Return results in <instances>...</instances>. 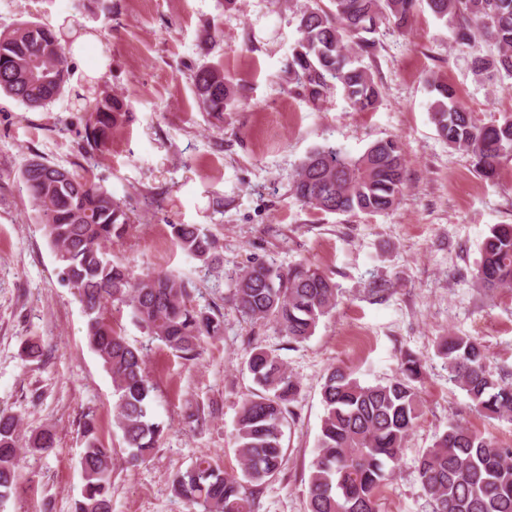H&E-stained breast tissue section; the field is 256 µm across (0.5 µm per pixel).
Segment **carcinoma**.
Returning a JSON list of instances; mask_svg holds the SVG:
<instances>
[{
  "label": "carcinoma",
  "mask_w": 512,
  "mask_h": 512,
  "mask_svg": "<svg viewBox=\"0 0 512 512\" xmlns=\"http://www.w3.org/2000/svg\"><path fill=\"white\" fill-rule=\"evenodd\" d=\"M418 0H328L302 11L297 40L285 64L288 89L316 106L331 89L341 88L356 112L376 109L378 83L363 60L376 50L380 25L392 20L401 29L414 19ZM438 20L456 24L455 43L472 48L478 38L491 43V55L475 54L478 75L512 77V0H423ZM71 67L54 31L39 22L0 32V92L30 110L45 109L63 93ZM200 107L218 123L224 113L244 105L238 90L216 66L193 70ZM430 112L448 146L471 155L476 170L495 176L501 160L512 156V113L480 126L448 83L429 81ZM79 153L106 147L112 130L129 118L121 96L106 93L87 108ZM406 161L396 138L379 140L357 158L334 146L311 150L297 168L291 191L305 207L350 215L389 211L406 188ZM19 182L55 251L61 280L74 290L86 316L89 347L112 378L115 426L127 462L136 465L156 448L168 427L155 419L156 387L146 372L145 355L121 334L112 311L126 307L132 319L185 360L203 344L224 335V314L193 305L194 289L169 272L134 274L109 257L108 248L134 228L133 210L97 184L88 171L28 159ZM176 244L207 266L219 262L217 239L202 224H173ZM474 278L493 291L512 288V224H495L481 246ZM228 302L252 322H269L293 342H303L336 306V282L309 262L286 268L256 262L233 277ZM438 353L448 380L487 418L512 421V381L497 374L486 345L472 336L440 338ZM244 368L254 384L240 408L235 445L241 475L200 457L174 474V493L201 512H252L242 480L262 484L275 477L285 459L284 427L300 383L277 355L253 347ZM424 366L407 353L400 376L366 384L349 368L331 367L321 389L324 415L308 482L309 512H380L378 492L392 474L422 414L418 382ZM21 420L0 410V502L19 488ZM80 457L83 487L74 512H112L114 448L104 444L94 418L85 415ZM56 434L45 427L26 443L30 451L50 452ZM418 475L433 512H512V447L451 421L418 458Z\"/></svg>",
  "instance_id": "cac0c4a2"
}]
</instances>
